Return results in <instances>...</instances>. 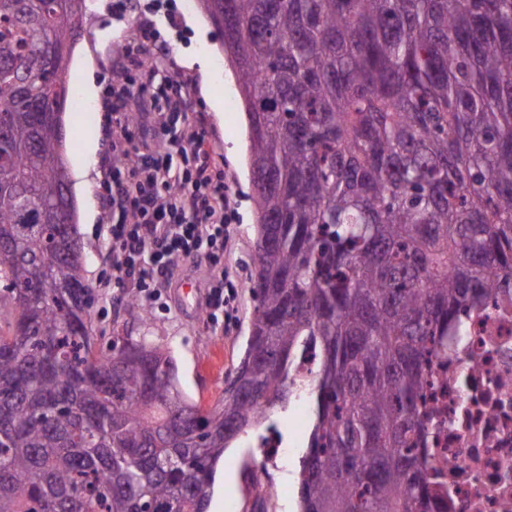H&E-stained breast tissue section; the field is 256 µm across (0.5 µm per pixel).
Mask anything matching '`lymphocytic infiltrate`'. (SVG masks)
Returning <instances> with one entry per match:
<instances>
[{"mask_svg": "<svg viewBox=\"0 0 512 512\" xmlns=\"http://www.w3.org/2000/svg\"><path fill=\"white\" fill-rule=\"evenodd\" d=\"M151 97L167 104L156 115L158 131L134 154L113 141L122 162L105 187L112 201V267L117 278L135 281L148 303L158 298V279L171 275L175 260L203 255L210 266L220 264L233 217L221 174L200 160L203 134L183 107L180 84L168 81ZM175 154L183 168L171 166Z\"/></svg>", "mask_w": 512, "mask_h": 512, "instance_id": "obj_1", "label": "lymphocytic infiltrate"}]
</instances>
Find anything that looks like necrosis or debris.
<instances>
[{
    "instance_id": "obj_1",
    "label": "necrosis or debris",
    "mask_w": 512,
    "mask_h": 512,
    "mask_svg": "<svg viewBox=\"0 0 512 512\" xmlns=\"http://www.w3.org/2000/svg\"><path fill=\"white\" fill-rule=\"evenodd\" d=\"M421 418L448 512H512V295L473 315L435 361Z\"/></svg>"
}]
</instances>
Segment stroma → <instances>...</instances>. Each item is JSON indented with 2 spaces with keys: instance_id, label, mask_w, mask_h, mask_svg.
I'll use <instances>...</instances> for the list:
<instances>
[{
  "instance_id": "stroma-1",
  "label": "stroma",
  "mask_w": 512,
  "mask_h": 512,
  "mask_svg": "<svg viewBox=\"0 0 512 512\" xmlns=\"http://www.w3.org/2000/svg\"><path fill=\"white\" fill-rule=\"evenodd\" d=\"M150 31L164 54L142 52V31ZM69 72L92 113H64L69 170L84 167L89 182L73 190L78 213L92 212L93 223L77 227L86 259V278L94 290L91 307L98 347L124 336H148L171 349L179 385L203 408L224 396V380L237 365L249 333L255 297L251 279L256 270V207L247 162L245 113L232 68L218 70L225 60L224 34L201 11H186L183 0H89L83 35L76 44ZM157 81L172 78L183 87L188 112L200 116L209 160L230 185L236 220L224 248L223 271L236 287V311L228 322L211 323L204 304L205 263L181 260L163 297L143 309L132 282L112 275L108 207L100 183L105 176L103 123L105 100L114 74L131 79L135 91L119 102L118 116L138 114L142 96L137 88L146 71ZM314 412L289 405L274 412L259 428L241 436L224 452L219 466L223 481L213 484L209 512H252L256 493L243 476L245 465L264 472L277 485L276 498L265 501L264 512H297V475L307 452ZM285 443L278 457L266 456L259 443L270 430Z\"/></svg>"
}]
</instances>
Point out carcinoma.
<instances>
[{"label": "carcinoma", "mask_w": 512, "mask_h": 512, "mask_svg": "<svg viewBox=\"0 0 512 512\" xmlns=\"http://www.w3.org/2000/svg\"><path fill=\"white\" fill-rule=\"evenodd\" d=\"M199 2L235 59L257 205L250 333L210 410L162 345L96 348L56 206L87 0H0V512H207L224 450L303 387L300 512H443L426 364L512 291V0Z\"/></svg>", "instance_id": "obj_1"}]
</instances>
